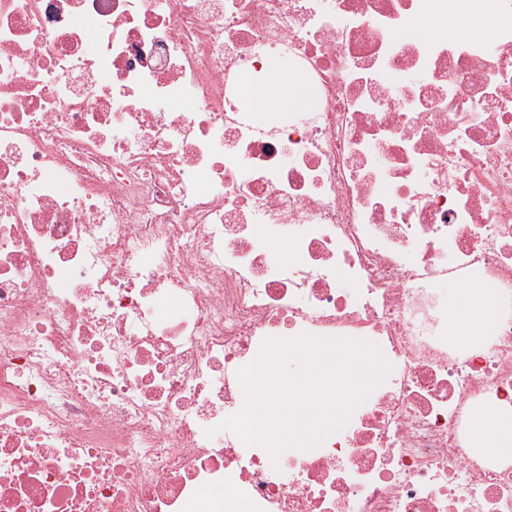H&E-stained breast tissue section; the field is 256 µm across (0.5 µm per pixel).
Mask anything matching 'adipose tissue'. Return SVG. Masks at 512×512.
Masks as SVG:
<instances>
[{
  "label": "adipose tissue",
  "instance_id": "obj_1",
  "mask_svg": "<svg viewBox=\"0 0 512 512\" xmlns=\"http://www.w3.org/2000/svg\"><path fill=\"white\" fill-rule=\"evenodd\" d=\"M242 93L259 112H288L304 107L309 96L300 79H289L282 71H271L261 88L244 85ZM453 312L448 335L451 342L464 347L477 345L487 328L497 319L493 296L477 279L459 280L450 292ZM477 444L491 455L512 457V430L500 426L481 408L471 413Z\"/></svg>",
  "mask_w": 512,
  "mask_h": 512
}]
</instances>
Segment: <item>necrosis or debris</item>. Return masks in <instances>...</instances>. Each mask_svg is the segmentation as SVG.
Wrapping results in <instances>:
<instances>
[{
	"instance_id": "obj_1",
	"label": "necrosis or debris",
	"mask_w": 512,
	"mask_h": 512,
	"mask_svg": "<svg viewBox=\"0 0 512 512\" xmlns=\"http://www.w3.org/2000/svg\"><path fill=\"white\" fill-rule=\"evenodd\" d=\"M274 66L307 108L242 102ZM303 333L393 366L343 434L206 437ZM477 407L512 426V0H0V512H512ZM449 296L453 298L448 340L463 347L477 345L487 328L497 319L493 296L482 281H454Z\"/></svg>"
}]
</instances>
